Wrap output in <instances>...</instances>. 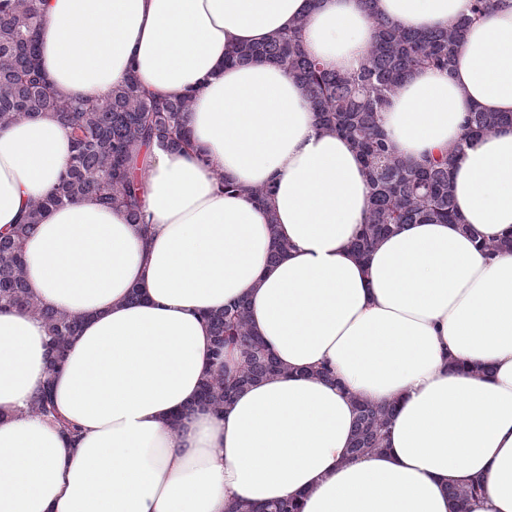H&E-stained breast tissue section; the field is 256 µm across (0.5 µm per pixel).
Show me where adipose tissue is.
Segmentation results:
<instances>
[{
  "instance_id": "obj_1",
  "label": "adipose tissue",
  "mask_w": 512,
  "mask_h": 512,
  "mask_svg": "<svg viewBox=\"0 0 512 512\" xmlns=\"http://www.w3.org/2000/svg\"><path fill=\"white\" fill-rule=\"evenodd\" d=\"M468 6L45 0L39 65L60 95L102 100L133 75L191 96L194 148L153 147L149 238L88 196L27 239L30 294L81 328L51 373L43 322L0 312V512H229L297 495L302 512H456L450 489L474 477L485 493L468 512H512V251L477 247L512 230V127L455 163L459 223L399 225L362 258L370 186L352 143L321 128L278 66L224 63L304 15L305 50L351 72L373 15L424 31ZM475 109L512 112V0L469 25L449 69L407 75L381 125L395 155L420 162L452 149ZM70 145L49 113L0 126V234L52 191ZM266 185L267 207L247 194ZM237 301L281 371L218 414L200 385L243 355L214 357L205 316ZM48 379L77 434L29 413ZM356 395L397 406L385 448L358 457Z\"/></svg>"
}]
</instances>
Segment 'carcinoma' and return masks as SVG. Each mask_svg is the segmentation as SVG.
Here are the masks:
<instances>
[{"mask_svg": "<svg viewBox=\"0 0 512 512\" xmlns=\"http://www.w3.org/2000/svg\"><path fill=\"white\" fill-rule=\"evenodd\" d=\"M42 0H0V126L53 113L72 134L71 153L55 188L32 202L23 223L0 237V312L32 314L48 332L49 366L57 369L72 336L77 316L50 309L33 300L25 286L24 244L44 213L95 195L107 205L121 207L133 224L140 223L146 157L153 142L167 148L193 149L188 128L191 97L168 99L152 93L131 76L104 101L65 99L42 74L38 63V34L43 24ZM496 0H470V15L447 28L419 33L388 19L375 18V34L366 59L355 72L326 68L303 47L301 33L307 18L292 31L255 47H234L225 61L241 64L264 59L281 67L302 87L320 124L347 136L367 170L370 198L365 224L353 249L364 256L383 235L400 224H452L456 220L451 168L456 153L427 158L421 163L395 156L380 124V112L390 103L407 73L413 69H447L474 19L488 16ZM512 125V114L473 110L465 119L460 143L490 135ZM206 320L214 336L216 355L224 347L238 348L244 357L231 378H210L204 401L221 412L238 388L279 372L264 342L252 332L243 302L224 307ZM358 416L352 453L365 455L384 447L395 416V406L375 405L353 397ZM31 413L69 426L57 415L50 382H45L30 404ZM483 491L482 482L454 487L450 495L459 509ZM297 498L262 506L261 512H301Z\"/></svg>", "mask_w": 512, "mask_h": 512, "instance_id": "obj_1", "label": "carcinoma"}]
</instances>
